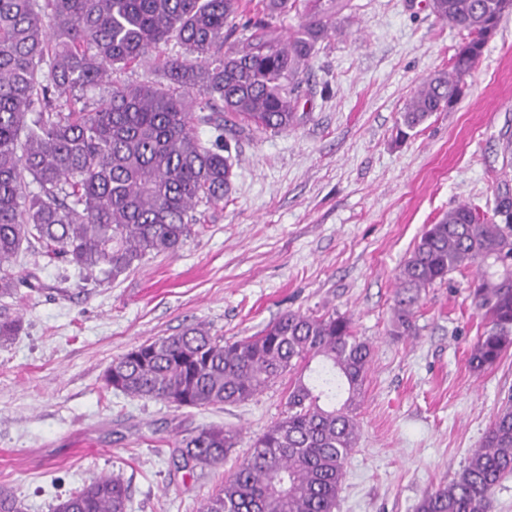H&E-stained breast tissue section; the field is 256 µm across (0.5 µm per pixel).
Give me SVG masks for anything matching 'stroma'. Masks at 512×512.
<instances>
[{"mask_svg":"<svg viewBox=\"0 0 512 512\" xmlns=\"http://www.w3.org/2000/svg\"><path fill=\"white\" fill-rule=\"evenodd\" d=\"M300 91L304 117L280 133L243 132L223 203L174 254L112 277L49 260L39 243L0 296L20 318L0 342V487L22 512H52L96 475L129 485L128 512H198L283 418L291 375L251 399L169 407L107 389L112 360L202 326L234 342L285 312L349 317L371 346L335 512H415L481 446L512 393V349L469 365L484 321L476 268L421 294L417 333L391 336L399 267L426 225L465 203L492 214L512 195V13L504 15L455 107L403 139L400 114L421 81L449 69L462 41L426 0H344ZM218 424L238 444L218 467L176 469L181 431Z\"/></svg>","mask_w":512,"mask_h":512,"instance_id":"1","label":"stroma"}]
</instances>
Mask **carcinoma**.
Returning <instances> with one entry per match:
<instances>
[{
  "label": "carcinoma",
  "instance_id": "1",
  "mask_svg": "<svg viewBox=\"0 0 512 512\" xmlns=\"http://www.w3.org/2000/svg\"><path fill=\"white\" fill-rule=\"evenodd\" d=\"M300 0H259L240 47L239 0H0V296L18 281L5 268L36 240L45 255L78 270L117 276L151 254L176 253L231 187L234 135L286 132L317 45L340 33L337 0H309L297 29L275 20ZM435 17L463 33L451 70L421 83L401 125L413 130L452 109L512 0H430ZM174 44L177 50L162 47ZM149 66L128 83L114 73ZM104 88L88 105L87 92ZM200 122L218 135H195ZM32 182H27L26 177ZM35 188H30V184ZM504 223L466 204L422 233L398 275L392 335L416 332L421 293L448 275L483 265L473 300L486 325L470 349L481 371L512 347V198L495 202ZM371 356L350 318L288 311L259 334L226 343L201 326L141 344L107 368L106 387L180 408L244 402L286 373L288 413L206 498L200 512H335L345 464L356 447ZM320 368H310L313 359ZM237 435L222 426L186 430L175 442L181 468L219 466ZM512 475V396L448 484L426 492L416 512H492L495 488ZM129 489L99 475L53 512H127Z\"/></svg>",
  "mask_w": 512,
  "mask_h": 512
}]
</instances>
